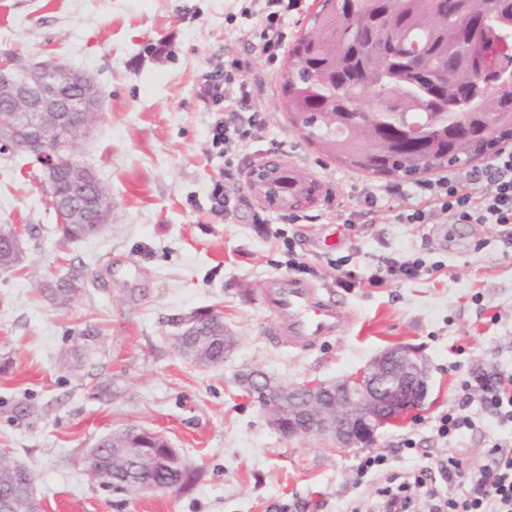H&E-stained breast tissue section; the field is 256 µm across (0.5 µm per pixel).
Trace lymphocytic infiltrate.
Segmentation results:
<instances>
[{"label": "lymphocytic infiltrate", "mask_w": 512, "mask_h": 512, "mask_svg": "<svg viewBox=\"0 0 512 512\" xmlns=\"http://www.w3.org/2000/svg\"><path fill=\"white\" fill-rule=\"evenodd\" d=\"M297 4L298 0H250L243 15L261 27V41L253 45L252 57L225 60L204 76L198 95L217 108L209 134L218 153L263 140L266 124L253 103L264 90L266 74L256 61L272 62L285 55L286 23ZM385 192L413 199V206L396 216L401 224H430L444 215L455 224H494L506 229L512 227V150L499 151L485 168L461 176L448 173L411 184L396 183ZM346 264L342 257L330 262L337 272L336 284L342 288L395 285L416 280L428 270L425 261L413 255L386 258L366 277L348 270ZM488 456V463L480 466L470 487L456 499L447 496L449 483L458 475L455 457L422 467L419 480L430 485V512H512V448L495 445Z\"/></svg>", "instance_id": "obj_1"}]
</instances>
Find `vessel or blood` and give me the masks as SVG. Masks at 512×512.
Instances as JSON below:
<instances>
[{
    "mask_svg": "<svg viewBox=\"0 0 512 512\" xmlns=\"http://www.w3.org/2000/svg\"><path fill=\"white\" fill-rule=\"evenodd\" d=\"M262 305L269 314L268 334L301 351L340 333L348 317L340 301L320 295L310 283L293 277L269 279Z\"/></svg>",
    "mask_w": 512,
    "mask_h": 512,
    "instance_id": "1",
    "label": "vessel or blood"
}]
</instances>
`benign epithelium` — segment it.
I'll return each mask as SVG.
<instances>
[{
	"mask_svg": "<svg viewBox=\"0 0 512 512\" xmlns=\"http://www.w3.org/2000/svg\"><path fill=\"white\" fill-rule=\"evenodd\" d=\"M36 72L41 85H52L66 77L77 85L70 72L52 62H40L19 70L14 64L0 68V154L33 157L45 167L49 203L53 204L57 223L69 224L73 214H83V223L100 227L112 221V202L101 189L85 191L78 205L54 202L56 170L59 160L73 159V149L93 129L84 120L71 124V113L77 111L69 101L45 102L34 97L29 82ZM37 108L44 117L37 123H19L11 113L23 108ZM280 160L272 159L252 173L251 190L265 204L279 209L278 194L264 184V173ZM367 379L356 387L345 380L322 386H282L260 370L239 376V382L252 387L268 425L284 437L293 436L292 424L299 422L307 435L328 438L337 449L346 451L371 444L384 425L400 415L418 408L427 393L428 372L425 364L410 348L397 347L377 356L367 367Z\"/></svg>",
	"mask_w": 512,
	"mask_h": 512,
	"instance_id": "7a95c632",
	"label": "benign epithelium"
}]
</instances>
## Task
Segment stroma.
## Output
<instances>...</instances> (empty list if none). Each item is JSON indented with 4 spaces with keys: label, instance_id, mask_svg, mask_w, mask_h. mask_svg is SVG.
Returning <instances> with one entry per match:
<instances>
[{
    "label": "stroma",
    "instance_id": "1",
    "mask_svg": "<svg viewBox=\"0 0 512 512\" xmlns=\"http://www.w3.org/2000/svg\"><path fill=\"white\" fill-rule=\"evenodd\" d=\"M245 0H0V62L55 59L90 72L104 109L76 151L112 197V222L95 236L65 240L48 208L44 167L0 156V224H30L24 259L0 267V453L31 472L42 512H366L376 478H361L366 457H388L407 474L442 455L460 459L461 479L512 442V422L464 399L463 380L512 373V244L491 224H399L409 199L385 195L386 176L326 155L288 119L281 103L284 63L269 68L258 108L268 139L259 151L213 153L214 109L197 89L211 66L242 51ZM277 158L318 191L297 224H255L263 203L248 174ZM243 170L234 190L246 209H210L212 182L226 164ZM382 198L372 223L347 228L341 213ZM312 268L322 291L342 299L352 322L340 336L299 351L263 334L260 299L268 280L288 275L284 239ZM417 254L438 272L380 288H340L327 261L348 257L366 274L386 256ZM81 274L67 305L45 285ZM221 312L236 345L222 364L202 367L175 349L177 318ZM94 354L74 355L86 326ZM417 350L429 371L421 410L386 426L368 447L285 439L270 429L239 373L257 368L283 384L359 375L385 349ZM38 409L11 420L16 401ZM471 415L476 431L437 434L441 415ZM138 426L160 434L202 477L190 492L126 494L96 480L86 454L101 438Z\"/></svg>",
    "mask_w": 512,
    "mask_h": 512
}]
</instances>
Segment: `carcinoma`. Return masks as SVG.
<instances>
[{
    "mask_svg": "<svg viewBox=\"0 0 512 512\" xmlns=\"http://www.w3.org/2000/svg\"><path fill=\"white\" fill-rule=\"evenodd\" d=\"M294 66L282 74L285 108L305 137L339 163L380 176L404 179L448 164L473 161L512 139V88H485L487 72L512 66V0H322L310 27L297 39ZM375 93L392 105L370 103ZM493 115L497 133L457 129V113L442 104L456 101ZM278 184L290 203H312L317 185L283 167ZM62 235H91L87 224H63ZM78 276L44 289L64 306L78 292ZM202 357L224 362V319L216 311L199 324ZM128 427L90 448L88 469L107 485L127 483L152 491H190L199 471L170 468L128 454L137 437ZM0 503L11 512L38 507L25 472L0 459Z\"/></svg>",
    "mask_w": 512,
    "mask_h": 512,
    "instance_id": "obj_1",
    "label": "carcinoma"
}]
</instances>
